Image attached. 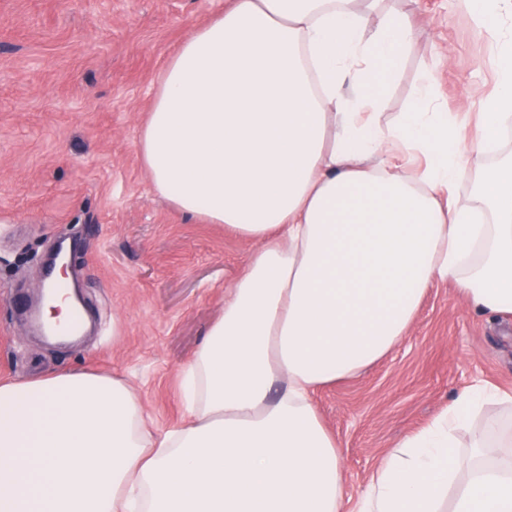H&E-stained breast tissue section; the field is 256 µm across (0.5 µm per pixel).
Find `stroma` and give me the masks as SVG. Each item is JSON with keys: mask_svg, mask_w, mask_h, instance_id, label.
I'll return each mask as SVG.
<instances>
[{"mask_svg": "<svg viewBox=\"0 0 512 512\" xmlns=\"http://www.w3.org/2000/svg\"><path fill=\"white\" fill-rule=\"evenodd\" d=\"M225 0H0V381L64 370L115 374L139 389L163 429L184 417L181 368L223 313L256 248L159 197L137 148L164 65ZM418 31L388 89L408 111L426 69L463 139L479 92L495 83L493 49L457 0H390ZM101 330L68 345L29 326L43 260L59 238ZM512 393V315L476 314L453 282L428 289L407 337L314 404L341 445L348 497L391 448L462 388Z\"/></svg>", "mask_w": 512, "mask_h": 512, "instance_id": "obj_1", "label": "stroma"}]
</instances>
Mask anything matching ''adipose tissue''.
Masks as SVG:
<instances>
[{
    "mask_svg": "<svg viewBox=\"0 0 512 512\" xmlns=\"http://www.w3.org/2000/svg\"><path fill=\"white\" fill-rule=\"evenodd\" d=\"M459 6L497 51L469 144L434 103L432 69L384 120L417 47L384 0H231L186 38L139 152L176 209L257 249L181 371V424L149 426L116 376L0 383V512H346L314 393L389 355L435 284L512 314V0ZM490 401L512 395L458 392L388 452L355 512H512V429L483 461L454 449Z\"/></svg>",
    "mask_w": 512,
    "mask_h": 512,
    "instance_id": "obj_1",
    "label": "adipose tissue"
}]
</instances>
